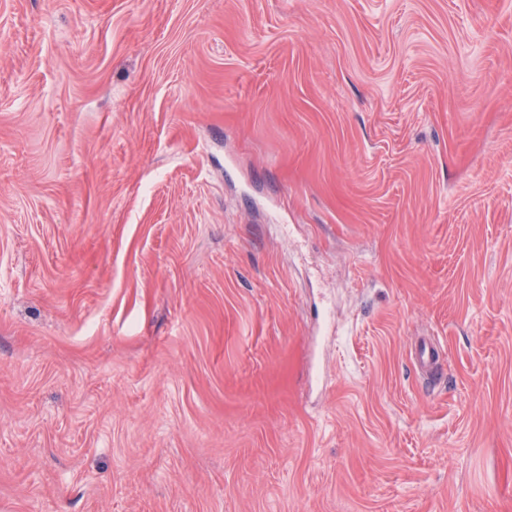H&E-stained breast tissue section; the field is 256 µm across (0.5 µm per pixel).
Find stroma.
I'll return each instance as SVG.
<instances>
[{"label":"stroma","instance_id":"stroma-1","mask_svg":"<svg viewBox=\"0 0 512 512\" xmlns=\"http://www.w3.org/2000/svg\"><path fill=\"white\" fill-rule=\"evenodd\" d=\"M0 512H512V0H0ZM411 358L415 372L423 380L436 377L440 370L438 350L425 336L416 337Z\"/></svg>","mask_w":512,"mask_h":512}]
</instances>
